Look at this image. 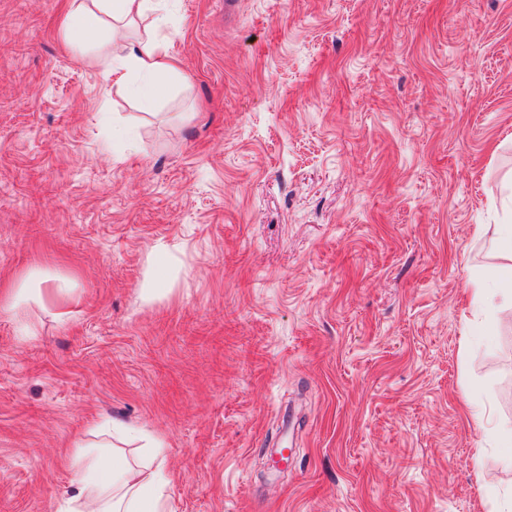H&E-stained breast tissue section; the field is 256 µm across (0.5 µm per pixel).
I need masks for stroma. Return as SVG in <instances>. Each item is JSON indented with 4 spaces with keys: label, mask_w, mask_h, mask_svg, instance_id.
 Here are the masks:
<instances>
[{
    "label": "stroma",
    "mask_w": 512,
    "mask_h": 512,
    "mask_svg": "<svg viewBox=\"0 0 512 512\" xmlns=\"http://www.w3.org/2000/svg\"><path fill=\"white\" fill-rule=\"evenodd\" d=\"M70 3L0 0V296L78 298L0 307V512H56L100 417L164 438L172 512L512 490V321L468 292L512 260L474 234L512 225V0H160L186 81L148 106L62 41ZM167 278V266L165 261V250H157L156 259L152 266V271L149 279V286L143 289L142 301L145 304L153 303L157 298L162 295L159 285L163 284ZM43 281L45 279H42L38 270H32L16 280L5 297L7 305L12 309H18L30 301L39 300L42 303L51 304L56 309V316L60 320H68L73 304L76 302L71 279L55 276L52 286L44 292L38 287Z\"/></svg>",
    "instance_id": "stroma-1"
}]
</instances>
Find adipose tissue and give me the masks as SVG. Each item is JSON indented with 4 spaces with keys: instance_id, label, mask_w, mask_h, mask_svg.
Listing matches in <instances>:
<instances>
[{
    "instance_id": "adipose-tissue-1",
    "label": "adipose tissue",
    "mask_w": 512,
    "mask_h": 512,
    "mask_svg": "<svg viewBox=\"0 0 512 512\" xmlns=\"http://www.w3.org/2000/svg\"><path fill=\"white\" fill-rule=\"evenodd\" d=\"M150 0H72L60 22L63 41L83 45L86 38L107 31L99 56L113 83L130 84L144 99H158L183 78L169 56L158 22L149 18ZM40 271L15 281L6 295L10 308L30 301L51 304L60 320H68L76 301L71 279L54 277L41 288ZM162 437L135 425L103 418L88 436L73 443L76 478L58 512H170L168 473L161 458Z\"/></svg>"
}]
</instances>
